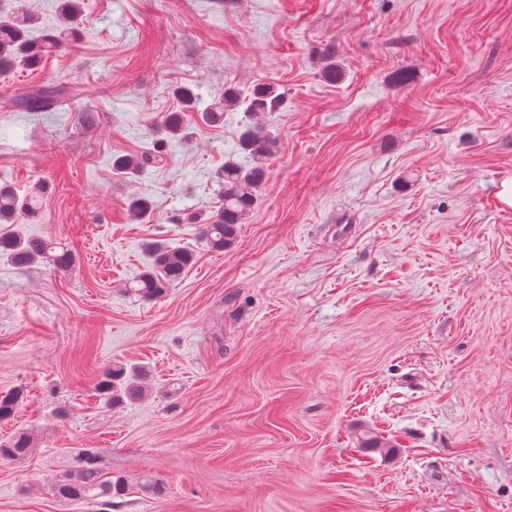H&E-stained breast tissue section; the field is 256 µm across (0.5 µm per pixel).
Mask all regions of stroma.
<instances>
[{
  "mask_svg": "<svg viewBox=\"0 0 512 512\" xmlns=\"http://www.w3.org/2000/svg\"><path fill=\"white\" fill-rule=\"evenodd\" d=\"M82 7L76 39L0 73V185L43 187L23 230L76 256L0 260V396L23 394L0 438L38 441L0 460V512H101L50 490L87 450L166 488L111 512H512V0ZM259 80L285 94L278 151L216 252L199 226L216 172L248 162L243 108L190 121L147 173L112 159L155 150L177 87L209 104ZM43 85L69 93L13 110ZM152 239L195 262L147 300L128 284ZM113 363L144 367L149 392L103 407ZM365 427L393 449L359 447ZM35 447L32 435L18 429L7 439L0 441V459L20 462L28 458Z\"/></svg>",
  "mask_w": 512,
  "mask_h": 512,
  "instance_id": "stroma-1",
  "label": "stroma"
}]
</instances>
